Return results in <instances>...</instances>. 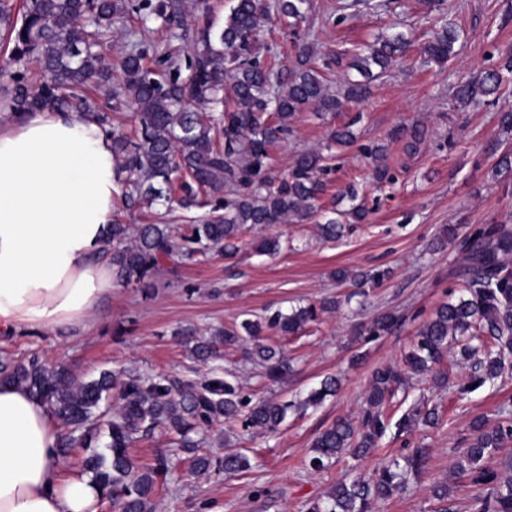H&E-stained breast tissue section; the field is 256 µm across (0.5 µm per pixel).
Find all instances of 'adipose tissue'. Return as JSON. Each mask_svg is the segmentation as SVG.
Returning a JSON list of instances; mask_svg holds the SVG:
<instances>
[{
  "label": "adipose tissue",
  "instance_id": "ef3b65f1",
  "mask_svg": "<svg viewBox=\"0 0 512 512\" xmlns=\"http://www.w3.org/2000/svg\"><path fill=\"white\" fill-rule=\"evenodd\" d=\"M121 178L110 136L74 112L0 124V332H52L111 296ZM58 439L42 400L0 384V512H92L100 493L88 477L64 478Z\"/></svg>",
  "mask_w": 512,
  "mask_h": 512
}]
</instances>
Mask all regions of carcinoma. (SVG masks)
Wrapping results in <instances>:
<instances>
[{"instance_id": "1", "label": "carcinoma", "mask_w": 512, "mask_h": 512, "mask_svg": "<svg viewBox=\"0 0 512 512\" xmlns=\"http://www.w3.org/2000/svg\"><path fill=\"white\" fill-rule=\"evenodd\" d=\"M308 9L309 0H273L269 6L260 0H234L224 25L201 29L187 57L165 50L152 67L146 62L148 49L139 31H132L114 84L101 44L112 26L135 15L144 26L158 21L174 28L171 37L182 39L186 37L184 0H20L18 4L0 0V41L8 51L0 65L3 109L15 116L39 107H81L80 116L96 122L112 138L113 154L125 173L119 200L127 210L174 201L190 208L201 194L215 198L214 210H224L190 225L179 241L166 224L131 226L113 216L107 245L112 247L113 277L121 286L141 291L155 288L154 274L169 260L193 261L208 251L231 257L246 226L311 218L315 202L325 192L321 175L326 172L327 157L319 151H302L286 172L276 173L267 164L268 147L288 139L292 119L307 107L337 112L345 101L368 97L370 81L388 73L411 40L399 32L370 45L358 57L362 79L347 81L339 96L328 86L329 63H318L310 45L298 47L290 69L275 70L254 53L265 23L275 19L296 28ZM460 36L457 24L444 20L426 45L422 64L447 63ZM29 62L44 73L43 82L36 86L14 70ZM506 73H512V53L498 68L460 83L457 101L467 105L497 94ZM108 84L112 91L106 101L136 108L135 134L112 123V113L102 111L91 98L92 88ZM226 88L232 93L233 106L224 107L216 117L199 110L219 102ZM353 125L351 121L332 129L328 145L354 144ZM396 135L413 152L424 140L425 130L413 125ZM359 151L370 160L377 179L388 176L384 145H362ZM339 201L346 207L319 225L325 239L339 238L344 225L367 219L354 187L340 191ZM469 239L465 289L439 306L417 331L404 361L411 373L433 371L444 359L450 339L462 345L461 355L473 361L474 380L481 383L497 378L512 355V224H480ZM386 276L385 271L334 272L336 280L358 286L375 285ZM336 308L338 302L324 300L286 312L277 310L261 321L243 320L238 330L217 329L214 335L226 346L253 342L250 354L261 360L270 380L278 381L290 371L288 358L282 350L261 343L262 333L298 334L320 313ZM191 354L207 364L218 358V346L212 340L198 341ZM2 381L24 386L49 405L65 427L59 437L61 457H68L76 447L83 450L81 473L104 498H112L115 512H155L156 501L166 490L171 456L179 452L192 456L198 474L250 469L249 459L241 454L216 458L198 454L206 432L222 421L238 420L247 431L259 428L273 433L290 408L270 399L251 403L233 375L217 368L197 380L170 374L141 376L123 369L86 379L64 367H49L37 357L19 362L5 356L0 358ZM404 382L400 370H375L361 418H340L322 430L312 444L310 466L323 470L345 454L355 459L370 454L388 427L385 404ZM339 387V379L327 376L305 404L318 405ZM112 392L117 394L119 408L110 412L101 404ZM418 421L432 426L438 413L414 408L400 426L408 428ZM158 428L171 436V447L157 449L143 465L130 454L131 445ZM509 441V420L491 426L477 418L471 425L457 472L477 485H492L491 493L478 499L477 512H512V480H498L497 473L486 466ZM427 460L428 449L415 448L368 478L337 482L324 496L308 500L305 512H372L376 502L403 491L408 476L422 474Z\"/></svg>"}]
</instances>
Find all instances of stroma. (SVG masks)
I'll use <instances>...</instances> for the list:
<instances>
[{
	"label": "stroma",
	"mask_w": 512,
	"mask_h": 512,
	"mask_svg": "<svg viewBox=\"0 0 512 512\" xmlns=\"http://www.w3.org/2000/svg\"><path fill=\"white\" fill-rule=\"evenodd\" d=\"M341 2L311 0L298 32L274 26L256 46L260 57L287 65L299 42H310L317 58L340 56V65L328 74L336 92L346 79L357 78L358 55L378 37L409 32L414 44L394 70L375 81L369 99L344 103L335 113L309 108L297 114L292 136L270 147L268 162L286 170L297 152L325 150L332 128L353 123L359 144L336 149L317 206L333 208L338 191L356 185L370 210L366 223L336 241L323 240L312 219L258 226L241 234L235 258L215 254L167 265L161 287L146 294L113 289L84 322L53 333L28 328L0 333V356L22 360L35 354L48 366L63 365L84 377L120 368L194 376L206 368L193 360L185 330L206 339L214 329L278 308L341 300L339 310L321 314L305 333L265 332L266 344L283 349L293 366L279 382L267 380L244 349H226L222 359L256 400H303L330 375L340 379L336 395L306 411H289L275 434L247 432L236 422L214 425L203 454L242 453L250 458L251 469L203 477L194 473L187 455H179L157 512H304L307 500L323 495L349 470L371 475L387 458L417 446L430 454L425 472L406 493L378 501L373 512H438L431 492L437 482L448 484L453 512H471L481 488L455 469L470 422L479 415L495 422L512 412V367L494 383L463 393L459 386L474 371L451 352L441 364L447 386H435L427 375L408 378L405 392L386 411L389 426L375 451L359 461L343 457L322 471L308 465L319 432L336 418L357 419L373 372L402 366L417 329L438 306L458 296L472 229L494 221L512 223V194L503 193L495 174L500 154L512 148V132L499 124L500 111L512 109V81L489 105L465 106L454 97L459 82L497 67L512 50V0H444L461 37L454 57L440 67L421 61L439 17L424 0H394L391 7L357 14L339 13ZM416 123L425 127L426 138L410 153L391 134L398 126ZM372 143L386 144L394 183L377 182L359 152V145ZM451 225L455 238L446 248L434 249V239ZM266 236L279 238L278 255L257 253ZM375 267L392 274L363 295L332 277L339 268ZM386 312L400 317L397 329L381 336L360 334L362 323ZM421 398L437 407V425L398 430L403 415Z\"/></svg>",
	"instance_id": "stroma-1"
}]
</instances>
